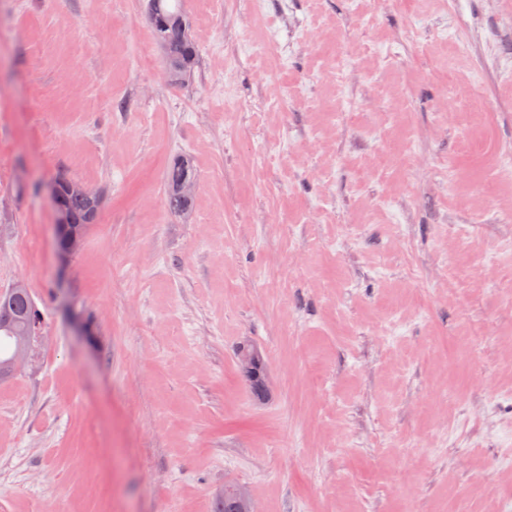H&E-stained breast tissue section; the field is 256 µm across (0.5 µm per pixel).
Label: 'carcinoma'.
Instances as JSON below:
<instances>
[{"label":"carcinoma","instance_id":"carcinoma-1","mask_svg":"<svg viewBox=\"0 0 512 512\" xmlns=\"http://www.w3.org/2000/svg\"><path fill=\"white\" fill-rule=\"evenodd\" d=\"M147 9L152 15L164 21L162 26H152L156 44L162 53L170 78L180 83L191 76L197 63L198 51L185 16L182 0H147ZM166 208L173 214L184 215L191 206V199L183 191V186L193 180L192 165L188 158H178L166 171ZM99 197L94 192L90 196L68 195L63 201L62 210L72 224H85ZM7 314L11 329L0 328V364L9 361L16 351V337L31 323H41V314L32 302L29 291L17 290L0 293V315ZM238 363L241 369L256 367L266 370L263 354L251 345L238 350ZM245 487L237 484L224 486L214 505V512H244L247 507L242 491Z\"/></svg>","mask_w":512,"mask_h":512}]
</instances>
